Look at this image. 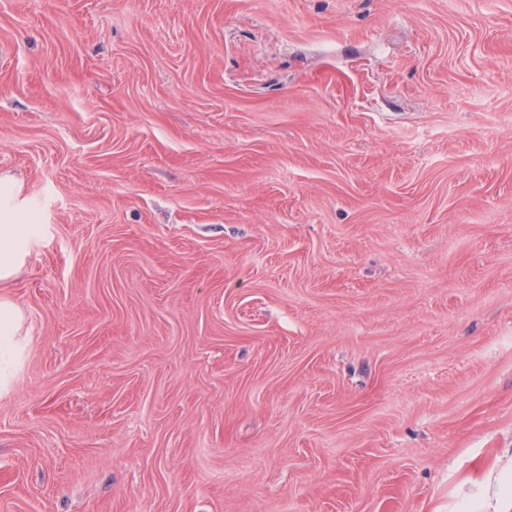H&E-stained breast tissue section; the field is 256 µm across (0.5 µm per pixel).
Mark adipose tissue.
Instances as JSON below:
<instances>
[{"label": "adipose tissue", "instance_id": "ef3b65f1", "mask_svg": "<svg viewBox=\"0 0 512 512\" xmlns=\"http://www.w3.org/2000/svg\"><path fill=\"white\" fill-rule=\"evenodd\" d=\"M8 205L0 209V282L12 279L31 253L36 234L31 224L19 223L16 186L4 183ZM24 315L15 303L0 300V373L14 364L23 329ZM459 512H512V467L492 466L478 491L465 498Z\"/></svg>", "mask_w": 512, "mask_h": 512}]
</instances>
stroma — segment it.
Segmentation results:
<instances>
[{
  "label": "stroma",
  "mask_w": 512,
  "mask_h": 512,
  "mask_svg": "<svg viewBox=\"0 0 512 512\" xmlns=\"http://www.w3.org/2000/svg\"><path fill=\"white\" fill-rule=\"evenodd\" d=\"M0 512H455L512 448V0H0ZM1 183V218H0V282L12 279L25 264L31 253L36 234L33 224H18L21 214L19 205L15 203L18 190L13 183ZM2 189L7 196L2 199ZM9 204L2 208V203ZM24 315L15 303L0 300V381L1 386L14 364L19 347Z\"/></svg>",
  "instance_id": "35a3bbf8"
}]
</instances>
